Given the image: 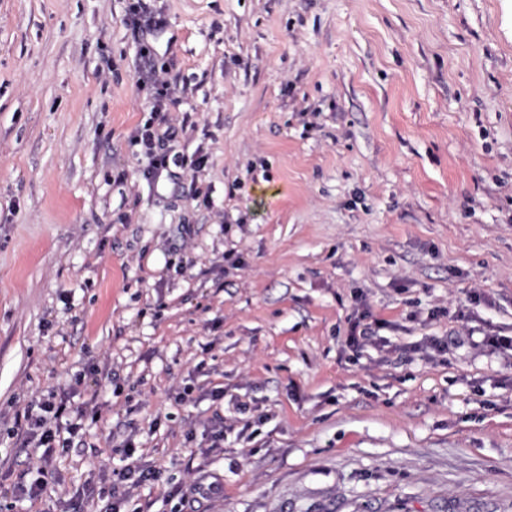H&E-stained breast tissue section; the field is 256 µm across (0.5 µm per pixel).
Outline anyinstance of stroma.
Returning a JSON list of instances; mask_svg holds the SVG:
<instances>
[{
	"label": "stroma",
	"instance_id": "35a3bbf8",
	"mask_svg": "<svg viewBox=\"0 0 512 512\" xmlns=\"http://www.w3.org/2000/svg\"><path fill=\"white\" fill-rule=\"evenodd\" d=\"M127 6L0 0V512H512V0H149L156 184ZM51 393L97 417L16 503ZM157 89L156 95L152 100L151 117L137 131V141L144 147L145 166L143 174L146 178L156 179L162 171L170 168V156L166 153L155 151L156 144L165 137H172L173 131L169 132L170 126L164 132L162 127L167 121L164 115V109L167 102L172 99L176 93L177 87L168 81H162ZM365 319L360 318L350 323L347 341L353 347H359L364 343H373L377 347H385L382 337L377 336L376 328L387 325V323L375 322L374 327L369 323H363ZM115 475L120 482L130 481V487H139L146 482L157 480L159 472L154 468H143L137 461H131L119 469ZM14 497L16 501H35L42 500L46 493V485L43 481L34 479L31 482L20 481L13 486Z\"/></svg>",
	"mask_w": 512,
	"mask_h": 512
}]
</instances>
